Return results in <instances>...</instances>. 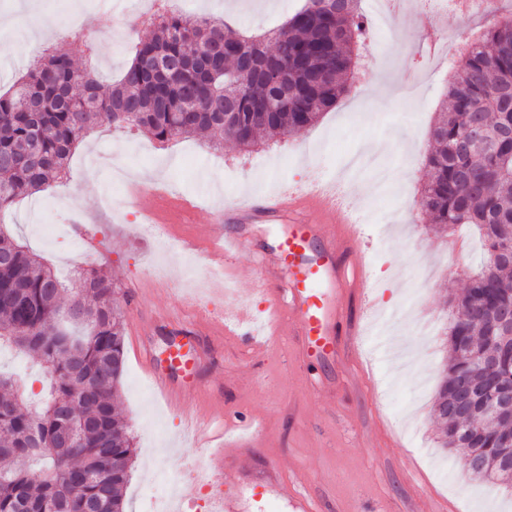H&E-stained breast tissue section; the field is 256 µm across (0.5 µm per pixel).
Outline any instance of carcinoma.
<instances>
[{"label":"carcinoma","mask_w":512,"mask_h":512,"mask_svg":"<svg viewBox=\"0 0 512 512\" xmlns=\"http://www.w3.org/2000/svg\"><path fill=\"white\" fill-rule=\"evenodd\" d=\"M122 77L105 85L64 44L0 94V212L66 174L86 134L130 125L159 142L201 135L248 151L315 124L350 92L365 34L358 0H306L278 28L245 36L219 20L157 18ZM424 153L425 217L440 233L474 224L487 255L453 299L448 357L431 418L440 447L467 448L478 477L512 487V405L456 410L464 378L512 401V16L452 63ZM483 140H464L473 126ZM31 159L15 162L24 151ZM80 292L69 304L73 287ZM102 268L64 284L0 227V348L37 363L40 398L0 371V512H126L133 436L117 410L125 315Z\"/></svg>","instance_id":"obj_1"}]
</instances>
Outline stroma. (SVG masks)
<instances>
[{
  "label": "stroma",
  "mask_w": 512,
  "mask_h": 512,
  "mask_svg": "<svg viewBox=\"0 0 512 512\" xmlns=\"http://www.w3.org/2000/svg\"><path fill=\"white\" fill-rule=\"evenodd\" d=\"M54 18L74 61L95 68L104 83L117 79L131 49L152 33L137 13L118 8V0H40ZM392 19L393 41L381 42L373 0H361L371 33L361 49L363 72L353 91L299 134L243 152L217 150L206 139L186 138L160 144L130 128L102 127L76 148L67 178L18 200L0 216L17 241L43 258L59 274L72 268L107 266L119 287L121 306L136 277L156 279L167 267L152 306L168 310L167 320L144 317V340L165 358L171 334L233 316L237 304L224 295L238 287L254 310L263 297L254 292L255 256L244 251L223 278L210 283L211 303H193L181 285L189 265L218 266L221 238L228 224L216 212L239 201L325 186L343 209L363 215L362 259L374 293L360 317L362 335L343 345L351 359L303 366L296 339L274 337L270 350L247 357L222 336L208 337L210 354L195 380L211 402L225 411L257 412L267 421L265 446L248 449L240 464L258 472L275 457L291 473L303 465L307 491L323 501L326 512H437L441 502L455 512H512V489L474 479L459 452L440 447L430 420L452 316L449 295L458 293L485 257L484 241L472 226L436 234L421 207L425 180L423 154L430 127L445 96L449 61L459 58L485 30L487 18H466L437 11L436 0H400ZM305 0H265L245 10L244 0H174L188 17L218 18L246 35H260L298 11ZM438 13L439 28L422 32L425 41L450 44L451 55L432 61L419 54L415 21ZM27 22L0 33V91L25 74L44 51ZM123 167L151 172L150 186L194 198L197 209L182 230L206 228L211 240L201 253L164 251L140 229L141 218L130 191L112 186V171ZM409 318L429 325V335L400 328ZM399 334L401 342L422 347V364L407 375L398 360L379 353V343ZM137 340L126 335L125 372L120 408L134 436L132 479L127 512H151L157 488L155 458L188 479L194 465L214 471L216 448H198L183 418L155 397L132 351Z\"/></svg>",
  "instance_id": "35a3bbf8"
}]
</instances>
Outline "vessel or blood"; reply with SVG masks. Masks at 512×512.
Instances as JSON below:
<instances>
[{
    "label": "vessel or blood",
    "instance_id": "obj_1",
    "mask_svg": "<svg viewBox=\"0 0 512 512\" xmlns=\"http://www.w3.org/2000/svg\"><path fill=\"white\" fill-rule=\"evenodd\" d=\"M141 207L155 223L167 225L170 235L179 239L182 250H196L209 241L210 234L198 229L182 234L172 225L175 214L187 215L191 205L185 199L162 189L138 195ZM314 208L323 223L305 220L303 213ZM262 219L268 224L266 244L258 256L254 274L256 287L265 297L267 324L256 315L241 313L237 323H209L208 335H223L244 347L251 356H263L266 336H295L299 353L313 360L333 356L343 336L359 333L357 315L368 294L369 275L358 258L362 232L359 225L341 218L333 199L321 192L290 195L288 200L267 198L244 201L226 209L224 219L233 229L224 237L225 265H232L238 251L251 244V223ZM156 394L171 408H180L184 398H204V390L188 384L189 361L180 350L170 351L166 362H159L151 350L137 351ZM195 439L213 440V413L194 412L188 417ZM224 428V482L216 493L218 512H323L320 502L304 487L302 472L285 476L276 461H268L262 476L242 477L237 463L247 447L260 443L264 422L248 415L227 416Z\"/></svg>",
    "mask_w": 512,
    "mask_h": 512
}]
</instances>
